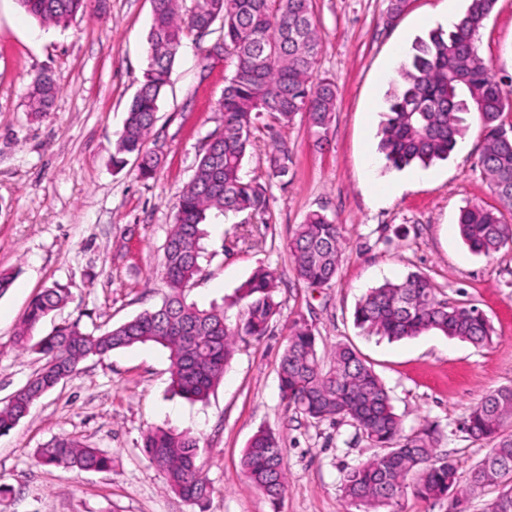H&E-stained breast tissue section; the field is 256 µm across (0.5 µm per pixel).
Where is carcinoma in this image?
Segmentation results:
<instances>
[{
    "label": "carcinoma",
    "instance_id": "carcinoma-1",
    "mask_svg": "<svg viewBox=\"0 0 512 512\" xmlns=\"http://www.w3.org/2000/svg\"><path fill=\"white\" fill-rule=\"evenodd\" d=\"M43 27L65 26L84 11L86 0H18ZM497 0H468L464 15L446 32L435 31L414 47L401 69V82L390 92L379 131V152L386 164L402 169L444 160L466 130L465 115H479L485 136L480 154L483 170L503 207L512 211V122L504 119L508 97L482 58L475 36ZM220 31L231 74L218 101L222 124L207 137L191 180L183 187L175 224L163 246L161 272L169 288L162 304L99 334L75 321L39 335L37 328L68 300L64 288H46L30 302L14 340L19 351L40 355V369L0 406V434L13 430L35 402L76 370L81 361L104 358L114 350L154 343L169 351L173 390L189 401H203L224 375L238 341L266 334L279 312L278 282L259 268L238 289L227 308H201L187 302L186 292L201 273L202 225L210 212L254 216L265 212L267 185L246 180L241 170L258 121L268 114L282 125L296 115L307 117L317 141L326 139L335 111L331 81L311 83L320 52V34L312 0H195L182 13L180 0H152L147 34V66L115 141L113 164L138 160L139 176L153 177L157 154L146 149L157 122L159 102L168 86L183 39H202ZM59 93L55 75L39 72L28 87L31 114L50 111ZM270 179L288 176L291 151L277 140L267 157ZM464 244L490 256L512 243V222L498 209L465 206L458 215ZM343 250L341 227L313 211L297 225L289 243L296 278L310 286L330 284ZM361 329L390 340L434 331L474 345L492 339L493 328L478 307L450 304L420 272L369 289L355 310ZM279 389L287 408L308 420H347L370 445L383 449L343 476L345 500L379 512L413 487L425 500L452 498L454 510L469 496L489 488L497 496L488 512H512V386L500 387L471 410L465 425L476 440L492 448L470 471L467 487L458 481L454 458L434 453L435 430L401 435L390 395L375 372L350 345L339 343L323 358L313 328L295 323L278 366ZM200 439L188 431L156 427L147 431L141 450L159 470L168 488L190 502L210 493L197 464ZM39 464L69 471H102L111 459L73 436L57 437L37 450ZM242 466L251 484L271 501L287 488L284 448L276 434L257 431L248 441Z\"/></svg>",
    "mask_w": 512,
    "mask_h": 512
}]
</instances>
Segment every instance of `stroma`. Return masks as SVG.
I'll return each instance as SVG.
<instances>
[{"instance_id": "stroma-1", "label": "stroma", "mask_w": 512, "mask_h": 512, "mask_svg": "<svg viewBox=\"0 0 512 512\" xmlns=\"http://www.w3.org/2000/svg\"><path fill=\"white\" fill-rule=\"evenodd\" d=\"M406 0L387 22L390 0H313L322 37L315 78L331 79L336 112L324 143L304 116L285 127L261 118L246 156L244 179H266L273 139L287 141V178L270 182L259 216L207 218L202 271L189 298L201 307L232 299L260 267L280 280L278 315L265 336L236 345L207 402L191 404L170 391L167 351L143 344L88 358L0 435V512H358L342 494L346 469L377 450L347 421L313 424L281 399L278 364L298 321L311 324L320 352L350 344L389 391L402 431L437 426L438 454L451 455L460 477L487 453L464 421L487 393L512 385V247L472 253L458 230L460 208H496L480 152L477 113L448 160L397 171L377 152L387 69L401 66L417 38L448 29L467 8L453 0ZM151 0H88L67 26H39L17 0H0V270L14 273L0 297V402L35 373L36 355L20 352L14 334L31 300L60 285L70 300L39 326L79 322L99 332L157 307L167 292L159 269L182 188L198 151L219 124L217 103L230 75L225 58H209L214 36L184 39L171 84L148 143L161 157L154 178L136 161L112 164L113 146L147 64ZM476 46L503 89L512 92V0H498ZM51 69L60 92L53 108L33 117L26 87ZM267 180V179H266ZM399 186L385 196L382 185ZM320 211L334 219L344 250L331 286L295 279L288 249L297 224ZM426 275L449 303L477 306L489 318L490 343L476 346L435 332L388 341L354 320L368 289ZM155 426L189 430L201 440L199 462L210 482L203 504L184 501L141 451ZM279 435L287 490L271 502L248 480L241 459L259 429ZM75 436L112 459L110 469L72 474L36 464L38 448Z\"/></svg>"}]
</instances>
